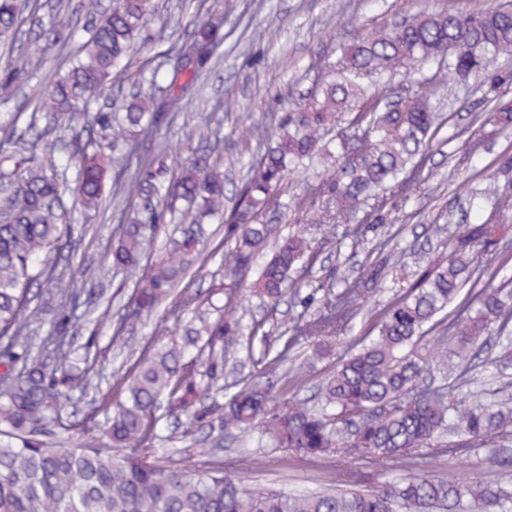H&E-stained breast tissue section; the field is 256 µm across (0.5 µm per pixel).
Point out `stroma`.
<instances>
[{
	"instance_id": "stroma-1",
	"label": "stroma",
	"mask_w": 512,
	"mask_h": 512,
	"mask_svg": "<svg viewBox=\"0 0 512 512\" xmlns=\"http://www.w3.org/2000/svg\"><path fill=\"white\" fill-rule=\"evenodd\" d=\"M426 0H154L155 11L147 20L151 42L147 50L135 51L130 69L115 71L108 87L111 97L127 94L141 67L161 61L163 51L183 43L190 35V21L196 14L223 9L224 46L201 73L195 94L182 112L165 120L155 142L139 145L130 158V168L158 154L172 169L200 149L203 131L219 133L223 139L226 206L236 202L234 193L245 178V161L275 130L282 112L295 108L327 76L340 57V45L370 35L378 29L402 22L423 9ZM57 56H50L44 70L23 83L12 101L17 112L18 132H25L35 103L48 85ZM424 77L436 78L435 89L444 103L449 120L435 136L422 170V183L409 197H392L386 222L369 234L362 249L351 251L342 238V225H329L327 199H311V184L306 177L288 183L273 219L280 235L303 230L312 244L322 245L323 253L313 275L332 289L343 279L357 277L368 258L378 257L380 242L404 250L408 271L427 260L447 254L448 238L466 223L471 199H479L477 221L499 223L495 200L512 194V129L496 131L491 114L495 103L512 101V81L490 86L485 73L463 77L438 74L436 65L422 70ZM64 202L71 214L73 248L69 255L50 254L49 264L59 272H79V287L111 304L113 317H120L129 290L122 274L97 275L109 251L113 234L124 217V207L112 204L103 214L85 209L74 192H66ZM251 280L241 281L239 295L244 306V327L263 323L266 332L278 336L310 312L300 303L283 299L276 312H268L264 302L251 296ZM178 303L170 296L160 307L170 329L157 338L155 318L127 328L122 343L112 341L113 327L100 330L98 356L90 373L87 389L75 390L59 412L61 424L81 420L98 431L106 422L99 410L101 396L113 381L115 371L128 368L142 345L151 342L164 349L181 342L183 326L190 311L170 316ZM311 345H303L291 356V366L300 368L303 381L291 388L290 396L311 397L313 387L332 368L336 358L312 359ZM480 362L483 370L473 383L474 391L512 402V351L498 341L484 345ZM162 441L156 456L164 463L200 473L222 464L226 476L246 488L307 492L330 486L342 473H354L363 483H382L405 477L402 465L374 471L363 461L347 456L336 465L315 463L297 454L270 448H255L245 441L225 440L223 452L213 455L200 436H186L172 418L162 417L157 428ZM502 448L486 447L467 463L454 460L427 462L426 471L448 479L465 475L495 482L512 474L501 453ZM256 458V465L240 470L235 461L243 454Z\"/></svg>"
}]
</instances>
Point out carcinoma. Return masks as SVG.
<instances>
[{"label": "carcinoma", "mask_w": 512, "mask_h": 512, "mask_svg": "<svg viewBox=\"0 0 512 512\" xmlns=\"http://www.w3.org/2000/svg\"><path fill=\"white\" fill-rule=\"evenodd\" d=\"M151 0H115L106 13L100 0H83L93 20L82 57L58 75L37 99L36 109L55 126L67 122L74 132L69 147L50 156L49 166L75 172V192L87 209L104 198L108 170H115L112 194L132 205L118 225L107 255L132 285L125 313L113 337L151 313L171 291L183 285L180 308L197 311L183 346L159 351L145 344L130 369L115 375L123 394L113 406L102 434L74 423L62 436L39 438L56 422L62 403L86 383L95 332L75 355L76 335L87 331L89 301L73 280L45 265L46 256L68 247L70 225L63 223L62 184L42 166L29 165L16 146L9 158L20 176L0 204V512H512V487L478 477L448 481L413 475L359 488L344 480L308 494L248 491L214 468L201 475L157 464L152 450L158 417L167 400L169 414L184 418V434L204 433L221 442L224 435L257 434L270 448L327 462L356 455L384 469L413 459L422 450L436 457H462L478 442L512 437V405L506 401L466 400L442 388L436 376L462 377L475 368L481 339L512 327V278L469 293L458 304L475 272L474 254L492 251L504 227L464 224L448 243V255L431 261L411 287L372 317L369 334L348 343L319 384L316 409L272 385L241 379L224 403L212 400L224 368L239 362L241 300L224 291L215 313L201 310L199 296L183 283L200 260L203 224L224 223V277L236 283L251 272L256 293L276 308L295 283L307 290L306 306L323 285L313 276L320 256L300 230L272 240L275 229L263 221L278 204L285 185L301 173L322 145L325 132L341 122L364 135L346 151L336 136V161L348 180L324 178L314 193L335 200L334 224L343 225L351 249L363 246L374 224L385 220L387 197L406 194L419 183L431 142L446 122L435 92L414 80L426 61L458 75L488 70L502 61L496 81L512 79V4L497 10L463 13L446 8L422 11L404 26L397 24L342 47L335 78L312 101L278 121L275 145L254 154L231 210L224 206V172L218 157L221 139L209 151L188 159L180 173L167 177L164 163L149 161L134 173L126 170L127 150L140 137H151L160 120L182 111L194 80L224 43V12L194 22L188 51L168 62L167 95L155 101L134 94L121 106L92 107L137 40ZM17 0H0V41L14 40L20 26ZM58 7L49 22L31 15L34 36L21 52L9 55L0 70V104L11 100L16 84L41 72L50 49L68 26ZM401 76L413 92L396 105L364 84L370 73ZM493 121L512 127V102L498 103ZM194 210L191 225L168 238L155 258L145 249L162 224L172 222L176 203ZM372 205L371 212L365 206ZM405 267L403 253L391 249L370 263L354 281L322 299L310 320L281 334L282 348L264 345L260 362L266 374L278 370L300 340H317L313 355H329L332 340L363 308L368 286L381 284L388 272ZM51 285L40 301L30 297L40 279ZM114 448H142L147 454L118 456Z\"/></svg>", "instance_id": "obj_1"}]
</instances>
